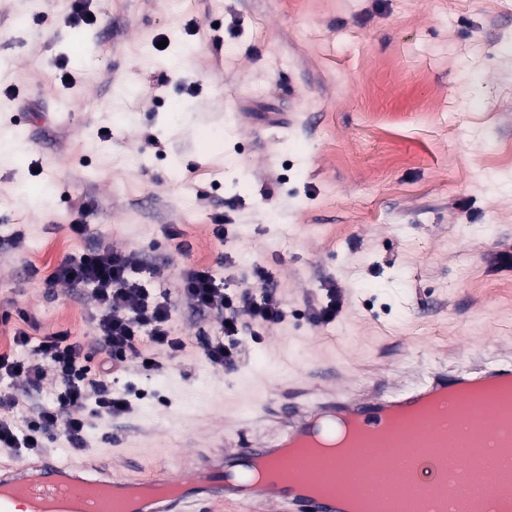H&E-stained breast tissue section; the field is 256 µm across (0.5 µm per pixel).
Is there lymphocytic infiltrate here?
<instances>
[{"instance_id": "f902f5d3", "label": "lymphocytic infiltrate", "mask_w": 512, "mask_h": 512, "mask_svg": "<svg viewBox=\"0 0 512 512\" xmlns=\"http://www.w3.org/2000/svg\"><path fill=\"white\" fill-rule=\"evenodd\" d=\"M141 262L134 253H122L107 246L90 249L75 260L64 261L57 269V280L72 286L89 288L94 310L90 315L93 341L103 354L97 370L99 380L94 389H87L90 370L88 355L81 342L69 340L58 333L31 345L24 330L13 334L15 346L33 347L34 358L0 354V379L24 378L29 386H39L46 368H53L60 386L52 402L28 419L25 428L0 421V447H42L46 434L62 431L71 447L84 446L87 422L83 409L87 400H94L98 410L109 415L129 411L130 402L124 393L112 390L105 377L121 373L129 355L141 362L149 357L143 352L151 346L177 353L184 349L182 338L174 336L170 321L176 300L199 311L214 313L220 333L203 340V349L210 362L222 369L237 367L242 349L239 336L245 324L267 327L283 321L285 312L271 277L264 268L256 270L255 288L227 292L217 284L210 268L185 269L180 277L176 296L156 292L140 275ZM248 323H241V316Z\"/></svg>"}]
</instances>
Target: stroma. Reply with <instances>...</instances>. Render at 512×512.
Returning <instances> with one entry per match:
<instances>
[{
	"mask_svg": "<svg viewBox=\"0 0 512 512\" xmlns=\"http://www.w3.org/2000/svg\"><path fill=\"white\" fill-rule=\"evenodd\" d=\"M0 0V135L26 151L0 163V353L64 333L101 353L82 289L54 281L96 243L136 253L176 288L185 268L220 286L275 281L287 317L244 336L230 372L200 340L211 314L178 305L179 356L130 358V410L87 402L85 444L54 454L145 478L188 449L199 422L226 420L282 388L342 369L400 385L433 367L512 355V0ZM180 66H173V59ZM51 193L32 208L27 190ZM85 205V236L72 233ZM224 237H216L215 221ZM335 288V322L314 309ZM58 381H14L23 423Z\"/></svg>",
	"mask_w": 512,
	"mask_h": 512,
	"instance_id": "1",
	"label": "stroma"
}]
</instances>
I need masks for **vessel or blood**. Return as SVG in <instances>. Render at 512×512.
Instances as JSON below:
<instances>
[{
    "instance_id": "obj_1",
    "label": "vessel or blood",
    "mask_w": 512,
    "mask_h": 512,
    "mask_svg": "<svg viewBox=\"0 0 512 512\" xmlns=\"http://www.w3.org/2000/svg\"><path fill=\"white\" fill-rule=\"evenodd\" d=\"M495 386L512 387V364L480 363L456 376L433 372L428 379L397 392L385 386L351 388L333 384L311 402L284 409L275 436L259 442L236 441L240 432L267 414L266 405L254 406L231 425L230 435L209 441L211 451L199 462L177 475L160 471L150 477L153 485L173 483L176 494L147 500L134 512H188L190 506L224 503L231 512H343L344 497L336 486L309 491L310 478L321 469L306 457L282 456L283 448L311 445L331 436L338 427L352 425L371 435L388 424H403L421 414L429 401L439 396L453 399L459 409L478 402L473 417L476 431H483L496 413L485 392ZM270 462L278 471L272 481L253 485L247 478L259 462ZM109 474H94L77 463L20 461L0 470V512H108L99 491L120 486ZM512 499V478L490 483L472 500L470 512H487L498 500Z\"/></svg>"
}]
</instances>
